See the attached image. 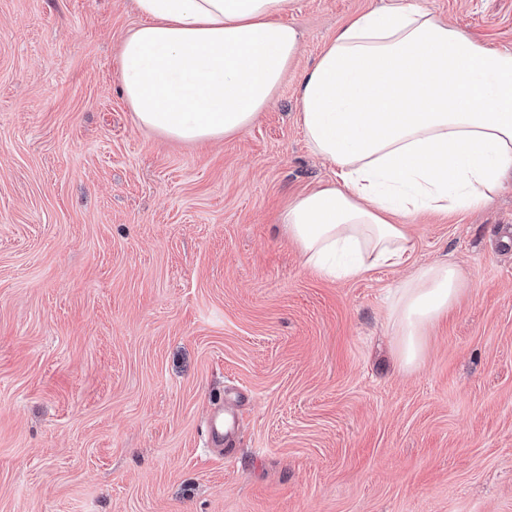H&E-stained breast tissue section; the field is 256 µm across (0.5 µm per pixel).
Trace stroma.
Masks as SVG:
<instances>
[{"instance_id": "obj_1", "label": "stroma", "mask_w": 512, "mask_h": 512, "mask_svg": "<svg viewBox=\"0 0 512 512\" xmlns=\"http://www.w3.org/2000/svg\"><path fill=\"white\" fill-rule=\"evenodd\" d=\"M390 0H293L301 51L243 133L137 125L133 0H0V512H512V188L405 217L402 265L327 278L279 215L334 182L296 85ZM512 51V0H420ZM467 289L399 366V283ZM239 396L234 451L207 447Z\"/></svg>"}]
</instances>
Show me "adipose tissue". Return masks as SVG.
<instances>
[{
	"label": "adipose tissue",
	"instance_id": "obj_1",
	"mask_svg": "<svg viewBox=\"0 0 512 512\" xmlns=\"http://www.w3.org/2000/svg\"><path fill=\"white\" fill-rule=\"evenodd\" d=\"M292 0H135L120 42V82L136 123L204 143L249 128L295 60ZM298 121L337 183L280 214L307 266L353 278L401 265L414 243L400 217L492 202L512 185V51L493 49L417 0L355 14L298 82ZM466 283L453 264L419 268L390 306L398 362Z\"/></svg>",
	"mask_w": 512,
	"mask_h": 512
}]
</instances>
